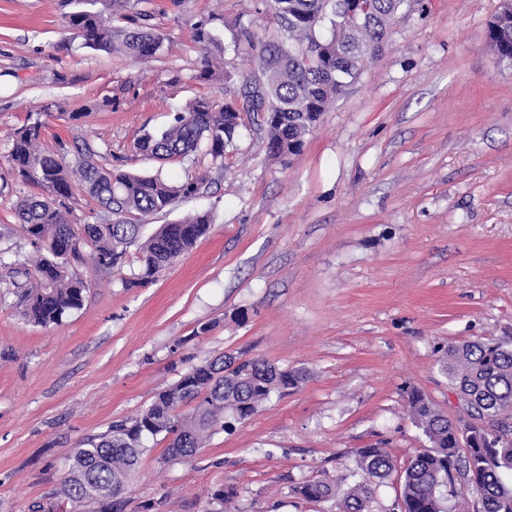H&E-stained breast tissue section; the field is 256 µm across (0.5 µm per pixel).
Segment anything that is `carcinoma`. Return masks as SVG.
I'll return each instance as SVG.
<instances>
[{
  "label": "carcinoma",
  "mask_w": 512,
  "mask_h": 512,
  "mask_svg": "<svg viewBox=\"0 0 512 512\" xmlns=\"http://www.w3.org/2000/svg\"><path fill=\"white\" fill-rule=\"evenodd\" d=\"M255 11L270 13L275 33L262 37L253 24L239 22L232 36L233 52L245 55L255 69L244 75L239 92L219 104L207 98L190 102L174 123L160 133H144L137 149L148 161L184 159L206 147L212 160L224 149L243 113L263 116L266 155L284 160L301 152L330 103L355 81L367 59L387 46L390 21L407 0H258ZM104 9L96 8L97 4ZM67 26L92 49H107L141 61L152 59L163 40L154 28L118 25L127 19L135 0H79ZM213 18L193 26L192 40L203 53L199 81L214 75L213 61L226 47L212 27ZM491 51L500 63L512 65V0H502L488 24ZM41 124L13 132L9 162L27 183L40 188L16 206L18 221L30 244L45 252L28 278L19 303L25 318L36 325L57 324L81 308L87 284L73 264L90 249L95 264L117 267L127 248L140 237L143 218L166 212L181 199L204 194L207 176L172 181L155 173H131L101 165L91 145L76 147L73 160L64 149L40 146ZM93 201L96 221L74 224L76 196ZM212 212H198L161 225L140 247L141 280L147 281L193 248L213 223ZM439 366L448 387L459 394L463 412L451 419L418 388L406 398L415 426L430 443L408 461L400 475L398 512H452L459 496L456 478L468 480L479 495L480 512H512V336L449 342L437 347ZM298 370L281 369L259 358L219 357L195 365L173 386L159 392L130 422H122L87 438L76 448L61 487L74 507L94 506L95 512H123L126 486L147 451L146 437L169 439L165 458L186 459L204 447L225 411L246 419L276 390L295 387ZM192 405L183 414L181 407ZM355 467L346 478L307 481L296 493L311 502H336V512H371L376 489L391 478L395 465L384 448H359Z\"/></svg>",
  "instance_id": "cac0c4a2"
}]
</instances>
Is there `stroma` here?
Masks as SVG:
<instances>
[{
  "label": "stroma",
  "instance_id": "obj_1",
  "mask_svg": "<svg viewBox=\"0 0 512 512\" xmlns=\"http://www.w3.org/2000/svg\"><path fill=\"white\" fill-rule=\"evenodd\" d=\"M500 0H407L377 61L324 112L300 154L268 159L263 132L238 129L224 159L168 162L206 173L203 196L142 221L143 236L212 210L208 233L142 283L139 247L102 269L84 259L83 306L60 324L27 322L14 268L36 253L15 206L34 193L13 169L11 135L40 121L45 147L86 141L102 162L152 172L135 148L204 96L223 102L250 68L226 52L202 82L192 26L213 17L222 42L253 0H139L164 36L154 58L84 47L66 28L76 0H0V512L50 502L83 439L134 419L194 365L222 354L302 370L245 420L187 460L148 439L125 512H332L297 486L337 479L356 449H388L396 469L426 448L414 386L448 417L460 405L438 346L512 336V68L488 47ZM208 332H201V325Z\"/></svg>",
  "mask_w": 512,
  "mask_h": 512
}]
</instances>
